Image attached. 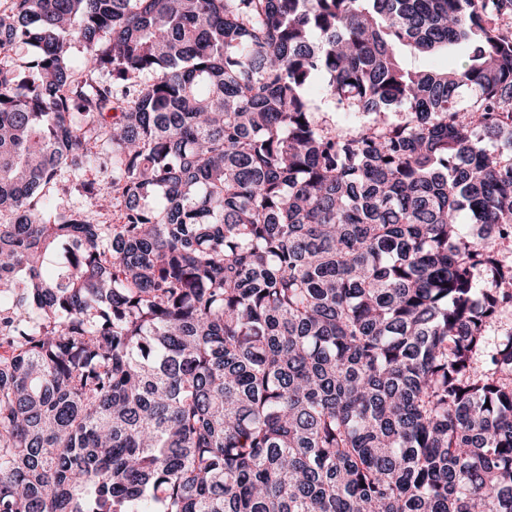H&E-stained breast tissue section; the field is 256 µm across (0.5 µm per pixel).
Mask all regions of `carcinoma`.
I'll list each match as a JSON object with an SVG mask.
<instances>
[{
  "instance_id": "carcinoma-1",
  "label": "carcinoma",
  "mask_w": 512,
  "mask_h": 512,
  "mask_svg": "<svg viewBox=\"0 0 512 512\" xmlns=\"http://www.w3.org/2000/svg\"><path fill=\"white\" fill-rule=\"evenodd\" d=\"M17 45L0 512H512V0H10Z\"/></svg>"
}]
</instances>
